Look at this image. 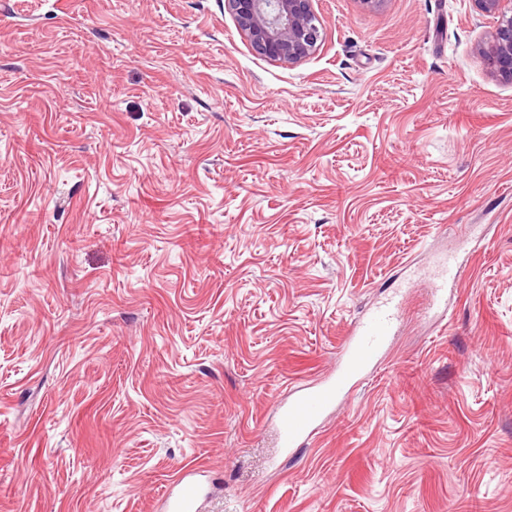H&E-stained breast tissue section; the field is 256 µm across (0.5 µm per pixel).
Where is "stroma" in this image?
<instances>
[{
    "label": "stroma",
    "instance_id": "1",
    "mask_svg": "<svg viewBox=\"0 0 512 512\" xmlns=\"http://www.w3.org/2000/svg\"><path fill=\"white\" fill-rule=\"evenodd\" d=\"M0 0V512H512V81L474 0ZM454 252L441 323L421 270ZM403 293L306 446L289 384ZM224 6L253 50L270 61L298 64L322 41L313 0H225ZM185 470L181 477L176 481V486H178V490L175 495H171L167 499V509L169 512H197L198 507V499H199V488L198 486L191 480H188L187 477L189 473Z\"/></svg>",
    "mask_w": 512,
    "mask_h": 512
}]
</instances>
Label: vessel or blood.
Returning a JSON list of instances; mask_svg holds the SVG:
<instances>
[{"label":"vessel or blood","mask_w":512,"mask_h":512,"mask_svg":"<svg viewBox=\"0 0 512 512\" xmlns=\"http://www.w3.org/2000/svg\"><path fill=\"white\" fill-rule=\"evenodd\" d=\"M456 282L455 259L445 257L430 277L434 300H444ZM400 308V301L391 298L356 322L341 346L335 373L314 383H298L288 398L277 404L275 433L282 450L303 447L318 433L323 418L339 406L341 397L351 393L358 379L386 349L399 321ZM177 486L176 494L167 499L169 512H198V486L184 476L178 479Z\"/></svg>","instance_id":"1"}]
</instances>
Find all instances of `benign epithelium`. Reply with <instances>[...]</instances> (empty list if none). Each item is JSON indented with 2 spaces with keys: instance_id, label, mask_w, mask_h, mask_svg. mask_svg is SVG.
Returning a JSON list of instances; mask_svg holds the SVG:
<instances>
[{
  "instance_id": "benign-epithelium-1",
  "label": "benign epithelium",
  "mask_w": 512,
  "mask_h": 512,
  "mask_svg": "<svg viewBox=\"0 0 512 512\" xmlns=\"http://www.w3.org/2000/svg\"><path fill=\"white\" fill-rule=\"evenodd\" d=\"M482 12L498 17L484 49L488 64L512 80V0H476ZM253 50L274 62L298 64L319 47L322 22L313 0H224Z\"/></svg>"
}]
</instances>
